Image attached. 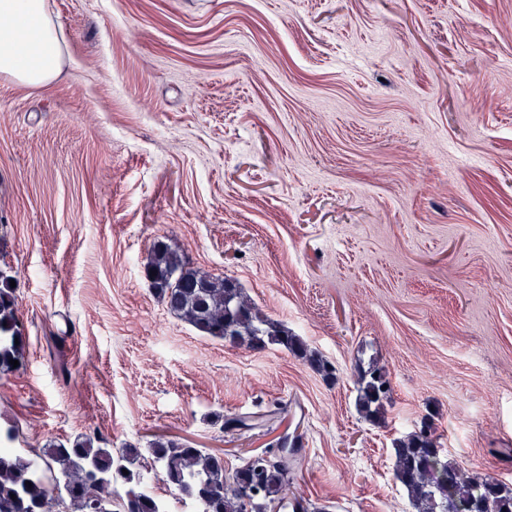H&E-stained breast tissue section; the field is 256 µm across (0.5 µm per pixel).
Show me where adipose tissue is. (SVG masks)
<instances>
[{"label":"adipose tissue","mask_w":512,"mask_h":512,"mask_svg":"<svg viewBox=\"0 0 512 512\" xmlns=\"http://www.w3.org/2000/svg\"><path fill=\"white\" fill-rule=\"evenodd\" d=\"M0 14L16 23L0 29V73L41 86L60 72L62 48L45 0H0Z\"/></svg>","instance_id":"1"}]
</instances>
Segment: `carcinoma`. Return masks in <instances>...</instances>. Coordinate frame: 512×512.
<instances>
[{"label":"carcinoma","mask_w":512,"mask_h":512,"mask_svg":"<svg viewBox=\"0 0 512 512\" xmlns=\"http://www.w3.org/2000/svg\"><path fill=\"white\" fill-rule=\"evenodd\" d=\"M147 279L167 309L202 334L228 340L249 349L278 345L329 376L333 369L309 350L297 336L264 318L240 289L228 279L186 266L182 254L162 240L151 247L144 266ZM13 276L0 269V372L13 370L10 360L24 362L25 340ZM358 407L368 417L383 408L390 390L387 372L372 367L359 379ZM273 410L218 416L227 432L260 430L280 412ZM300 438H278L269 452L271 464L253 473L252 459L227 474L224 460L205 448L173 439L156 438L147 453L166 483L182 498L203 506V512H267L297 510L288 499L290 475L297 458L293 449ZM141 455L136 447L113 453L99 435H85L70 445L53 444L43 449L40 460L26 458L11 448H0V512H88L94 501L99 512H157L154 498L142 488L143 474L130 468ZM395 475L418 512H446L448 501L460 512H512V487L502 482H478L457 463L448 460L438 446L436 432L420 427L394 446ZM128 470L123 474L122 470ZM257 477L261 497L245 504L235 484ZM31 485H26V482Z\"/></svg>","instance_id":"cac0c4a2"}]
</instances>
